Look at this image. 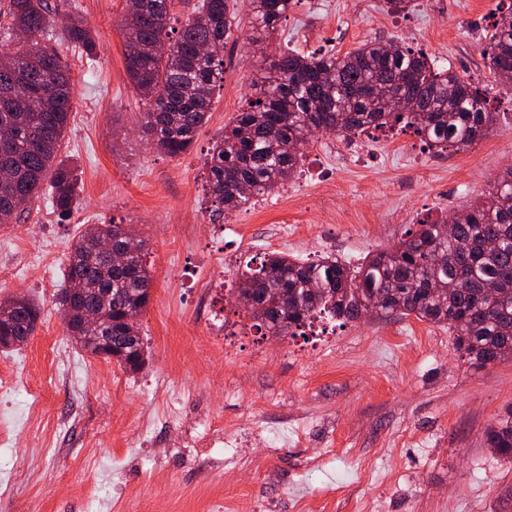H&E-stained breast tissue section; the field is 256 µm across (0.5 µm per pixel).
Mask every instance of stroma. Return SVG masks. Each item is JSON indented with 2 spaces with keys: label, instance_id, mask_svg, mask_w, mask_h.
<instances>
[{
  "label": "stroma",
  "instance_id": "1",
  "mask_svg": "<svg viewBox=\"0 0 512 512\" xmlns=\"http://www.w3.org/2000/svg\"><path fill=\"white\" fill-rule=\"evenodd\" d=\"M96 36L88 61L47 37L70 70L73 109L59 160L78 166L70 214L47 196L0 224V300L39 305L34 338L0 352L15 383L0 393V431L14 441L0 512H491L512 465L484 444L512 408V359L470 366L447 326L379 313L315 320L305 335L261 336L231 299L239 266L284 252L354 265L396 245L413 224L448 220L512 165V86L482 50L502 0H296L272 37L247 0L224 48V86L193 147L171 157L143 128L146 110L124 65L128 0H48ZM412 44L438 67L490 88L497 122L465 151L437 155L408 129L371 130L358 152L317 135L269 195L211 216L208 153L252 96L262 58L293 49L342 55L365 42ZM131 225L146 244L151 301L138 373L82 351L56 301L66 257L90 224ZM41 394L40 413L24 403ZM224 427L213 447L203 425Z\"/></svg>",
  "mask_w": 512,
  "mask_h": 512
}]
</instances>
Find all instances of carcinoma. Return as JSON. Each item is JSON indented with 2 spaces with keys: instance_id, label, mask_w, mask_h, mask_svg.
<instances>
[{
  "instance_id": "1",
  "label": "carcinoma",
  "mask_w": 512,
  "mask_h": 512,
  "mask_svg": "<svg viewBox=\"0 0 512 512\" xmlns=\"http://www.w3.org/2000/svg\"><path fill=\"white\" fill-rule=\"evenodd\" d=\"M135 2L138 9L129 10L123 23L126 42L136 51L125 57L126 72L146 104L144 129L153 144L178 156L192 147L216 89L224 85L228 0H200L178 31L171 0ZM292 5L251 0L254 24L271 35ZM6 17L5 33L24 31L31 40L21 53L0 46V86L16 91L15 99H0V156L7 155L14 169L13 179L0 180V224L16 217L21 198L47 192L63 215L78 199L77 169L57 161L72 88L67 65L41 44L53 27L48 6L45 0H9ZM61 38L87 59L96 56L97 43L79 16L64 21ZM485 54L494 81L512 85V6L500 12ZM254 86L253 97L209 153L212 216L218 220L292 178L301 149L317 133L348 137L402 124L442 154L467 149L497 120L487 90L434 69L423 52L404 42H367L343 56L290 50L257 74ZM118 233L115 223L81 232L66 282L84 289L82 304L112 310L115 363L137 373L146 365V351L141 341L129 346L123 308L149 305L151 275L145 245L124 266L113 265L112 256L97 248V239ZM279 290L290 298L287 317L270 308L243 309L252 327L271 336H295L324 315L344 324L357 321L380 299L383 312L448 326L455 349L473 366L512 359V167L449 225L415 224L393 248L371 252L356 266L329 256L303 262L271 253L256 267L245 264L230 293L252 295L261 305ZM40 316L28 300L12 321L0 323V334L22 336ZM484 441L512 464V410L486 428Z\"/></svg>"
}]
</instances>
